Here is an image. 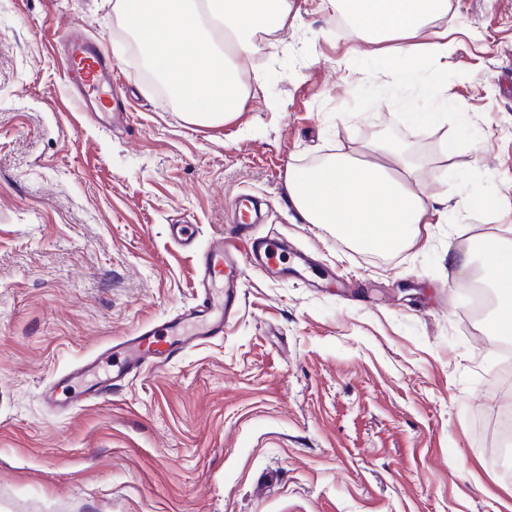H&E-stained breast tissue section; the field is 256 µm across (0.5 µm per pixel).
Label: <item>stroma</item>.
Returning <instances> with one entry per match:
<instances>
[{
    "label": "stroma",
    "instance_id": "obj_1",
    "mask_svg": "<svg viewBox=\"0 0 512 512\" xmlns=\"http://www.w3.org/2000/svg\"><path fill=\"white\" fill-rule=\"evenodd\" d=\"M115 0H0V512H512V479L476 444L506 401L501 361L466 330L451 248L512 225V0H448V94L348 33L328 0L256 56L261 88L215 128L147 83ZM120 68L130 119H89L63 78L69 23ZM378 74L392 101L361 93ZM407 147L448 221L396 253L297 220L289 169ZM454 144L446 152V144ZM484 193L493 213L476 207ZM312 252L306 276L247 271L222 336L56 413L44 390L142 326L192 304L197 247L231 235L236 198Z\"/></svg>",
    "mask_w": 512,
    "mask_h": 512
}]
</instances>
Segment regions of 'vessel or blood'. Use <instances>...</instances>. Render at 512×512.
Here are the masks:
<instances>
[{
	"label": "vessel or blood",
	"mask_w": 512,
	"mask_h": 512,
	"mask_svg": "<svg viewBox=\"0 0 512 512\" xmlns=\"http://www.w3.org/2000/svg\"><path fill=\"white\" fill-rule=\"evenodd\" d=\"M63 68L73 85L76 103L95 99L96 109L112 115L113 122L127 119L115 83L121 82L111 60L88 42L79 26L68 29ZM253 204L248 196H238L235 238H218L197 255L195 262V301L175 319L141 329L136 335L113 346L109 353L112 374L93 385H85V369H78L43 393L45 404L54 410H67L87 399L106 400L113 389L142 368L160 367L183 351L221 336L225 318L240 302V288L247 266L264 272L289 269L288 246L283 239L255 231Z\"/></svg>",
	"instance_id": "vessel-or-blood-1"
}]
</instances>
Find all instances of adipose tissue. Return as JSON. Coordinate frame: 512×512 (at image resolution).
<instances>
[{"label": "adipose tissue", "mask_w": 512, "mask_h": 512, "mask_svg": "<svg viewBox=\"0 0 512 512\" xmlns=\"http://www.w3.org/2000/svg\"><path fill=\"white\" fill-rule=\"evenodd\" d=\"M358 33L383 42V54L413 66L448 56L444 42L419 43L434 25L453 29L448 0H330ZM115 21L132 32L148 66L174 91L189 123L220 126L243 111L251 94L245 66L277 46L276 32L293 25L290 0H116ZM380 161L342 153L292 170L288 200L305 224H324L354 246L383 253L411 245L420 227L440 216L441 199L427 195L413 167L389 143ZM460 274H479L497 308L485 330L512 335V228L483 234L478 247L457 250Z\"/></svg>", "instance_id": "1"}]
</instances>
